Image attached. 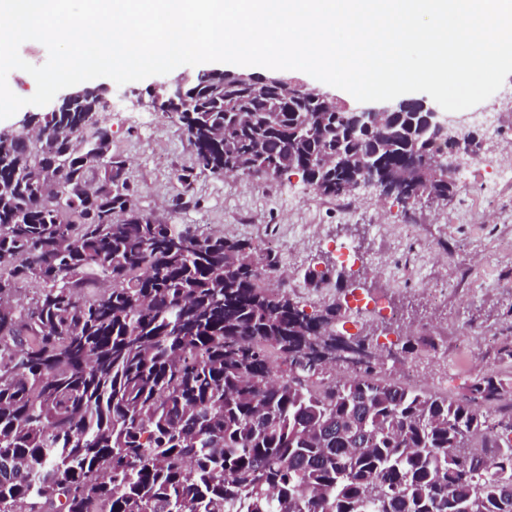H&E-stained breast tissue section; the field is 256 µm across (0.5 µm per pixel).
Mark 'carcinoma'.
I'll list each match as a JSON object with an SVG mask.
<instances>
[{"label": "carcinoma", "instance_id": "1", "mask_svg": "<svg viewBox=\"0 0 512 512\" xmlns=\"http://www.w3.org/2000/svg\"><path fill=\"white\" fill-rule=\"evenodd\" d=\"M183 96L187 186L291 173L343 197L350 172L317 164L356 151L387 174L418 160L403 199L456 192L430 164L442 146L404 121L377 153L347 111L278 86L201 70ZM101 109L90 92L37 115L34 141L0 138V512H512L511 383L454 400L378 374L380 354L322 365L347 308L270 287L279 257L247 239L139 214Z\"/></svg>", "mask_w": 512, "mask_h": 512}]
</instances>
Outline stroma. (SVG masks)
<instances>
[{"label": "stroma", "mask_w": 512, "mask_h": 512, "mask_svg": "<svg viewBox=\"0 0 512 512\" xmlns=\"http://www.w3.org/2000/svg\"><path fill=\"white\" fill-rule=\"evenodd\" d=\"M118 105L101 113L112 150L128 164L138 210L162 224H193L265 245L280 240L281 276L274 284L307 310L360 296L383 295L402 318L395 330L418 343L417 384L457 398L494 372L512 382V183L459 179L445 204L402 202L360 188L344 198L314 193L299 176L202 175L183 186L194 148L187 131L144 106L149 80H91ZM356 254L342 260L338 243ZM329 271L315 285L307 269Z\"/></svg>", "instance_id": "stroma-1"}]
</instances>
